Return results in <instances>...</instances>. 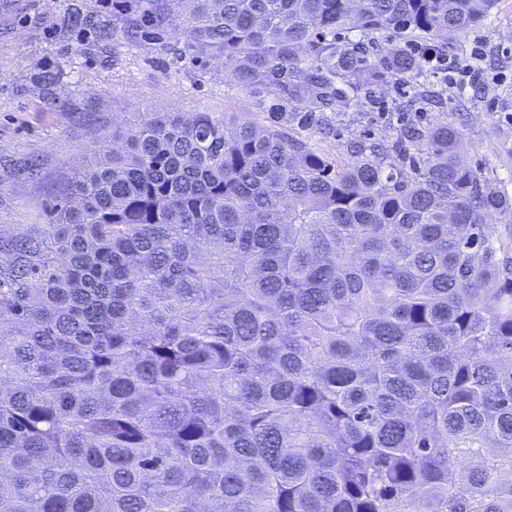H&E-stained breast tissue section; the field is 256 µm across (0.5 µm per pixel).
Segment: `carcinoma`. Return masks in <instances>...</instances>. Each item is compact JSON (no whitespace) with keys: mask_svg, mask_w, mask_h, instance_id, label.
<instances>
[{"mask_svg":"<svg viewBox=\"0 0 512 512\" xmlns=\"http://www.w3.org/2000/svg\"><path fill=\"white\" fill-rule=\"evenodd\" d=\"M149 2L274 124L145 109L0 228V512H512V198L450 122L301 135L442 104L375 34L440 59L499 0ZM376 99L379 104L374 108L355 107L352 104L343 107L336 106V137L323 140L319 136L310 139L318 150L330 157H344L346 145L350 141H374L388 138L393 134L389 123L386 122L388 108L395 109L401 102L408 100L414 89L406 83L391 81L375 88Z\"/></svg>","mask_w":512,"mask_h":512,"instance_id":"cac0c4a2","label":"carcinoma"}]
</instances>
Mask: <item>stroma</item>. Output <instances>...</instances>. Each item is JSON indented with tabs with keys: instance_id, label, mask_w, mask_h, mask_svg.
Instances as JSON below:
<instances>
[{
	"instance_id": "obj_1",
	"label": "stroma",
	"mask_w": 512,
	"mask_h": 512,
	"mask_svg": "<svg viewBox=\"0 0 512 512\" xmlns=\"http://www.w3.org/2000/svg\"><path fill=\"white\" fill-rule=\"evenodd\" d=\"M146 21L140 0H0V226L45 224L58 187L91 157L100 135L134 112H212L264 121V93L244 90L209 57L184 52L183 38L129 35ZM450 58L479 51L486 83L445 86L444 109L405 113L421 125L452 121L464 134L462 159L491 187L512 195V0H501L469 37L445 34ZM414 93L403 82L376 89L374 107H337L336 135L311 137L342 157L354 140L391 136L387 109ZM37 159L34 176L17 173Z\"/></svg>"
}]
</instances>
